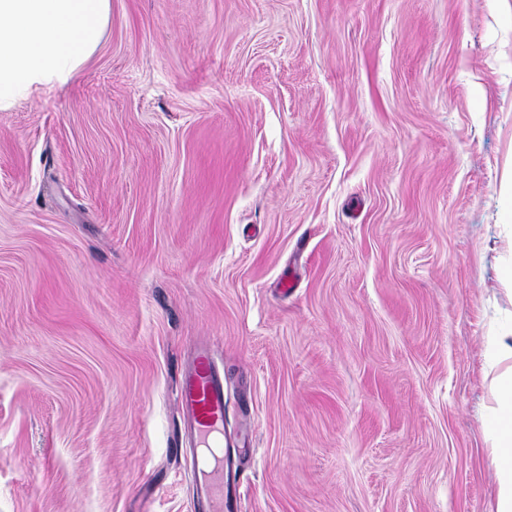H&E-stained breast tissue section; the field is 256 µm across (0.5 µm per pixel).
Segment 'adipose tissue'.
Segmentation results:
<instances>
[{"label": "adipose tissue", "instance_id": "ef3b65f1", "mask_svg": "<svg viewBox=\"0 0 512 512\" xmlns=\"http://www.w3.org/2000/svg\"><path fill=\"white\" fill-rule=\"evenodd\" d=\"M112 0H0V111L65 86L99 48ZM484 423L495 470L490 512H512V368L493 380Z\"/></svg>", "mask_w": 512, "mask_h": 512}]
</instances>
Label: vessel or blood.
I'll list each match as a JSON object with an SVG mask.
<instances>
[{"label":"vessel or blood","mask_w":512,"mask_h":512,"mask_svg":"<svg viewBox=\"0 0 512 512\" xmlns=\"http://www.w3.org/2000/svg\"><path fill=\"white\" fill-rule=\"evenodd\" d=\"M178 401L193 445L195 512H233L224 454V382L209 346L193 351L178 384Z\"/></svg>","instance_id":"obj_1"}]
</instances>
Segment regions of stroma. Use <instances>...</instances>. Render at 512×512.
Wrapping results in <instances>:
<instances>
[{"label":"stroma","instance_id":"1","mask_svg":"<svg viewBox=\"0 0 512 512\" xmlns=\"http://www.w3.org/2000/svg\"><path fill=\"white\" fill-rule=\"evenodd\" d=\"M511 180L512 0H112L0 112V512H194L200 343L237 512H490ZM487 357L494 365L508 357H512V329L490 336L487 342Z\"/></svg>","mask_w":512,"mask_h":512}]
</instances>
